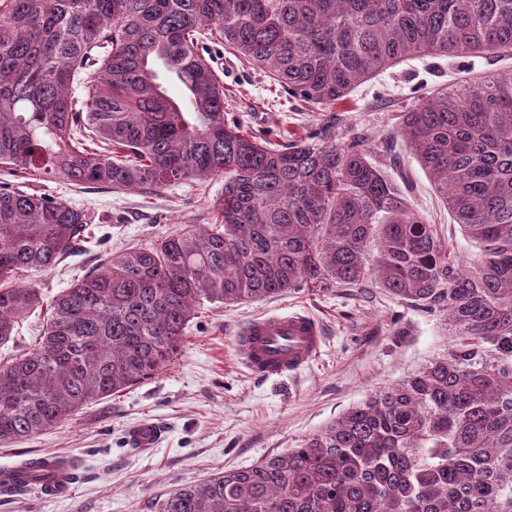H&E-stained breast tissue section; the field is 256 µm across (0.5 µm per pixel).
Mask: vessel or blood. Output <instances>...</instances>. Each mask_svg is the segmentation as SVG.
I'll list each match as a JSON object with an SVG mask.
<instances>
[{"mask_svg":"<svg viewBox=\"0 0 512 512\" xmlns=\"http://www.w3.org/2000/svg\"><path fill=\"white\" fill-rule=\"evenodd\" d=\"M323 343L319 323L304 312L267 315L248 322L235 338V357L250 375L282 377L308 367L320 354ZM161 430L150 421L132 425L128 440L134 447H156ZM47 480L41 486L44 498L57 500L70 489L72 466L62 459L44 462Z\"/></svg>","mask_w":512,"mask_h":512,"instance_id":"1","label":"vessel or blood"}]
</instances>
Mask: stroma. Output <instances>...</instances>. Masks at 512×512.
Listing matches in <instances>:
<instances>
[{"instance_id": "obj_1", "label": "stroma", "mask_w": 512, "mask_h": 512, "mask_svg": "<svg viewBox=\"0 0 512 512\" xmlns=\"http://www.w3.org/2000/svg\"><path fill=\"white\" fill-rule=\"evenodd\" d=\"M208 59L224 81L228 119L275 142L331 128L337 140L362 138L391 178L405 176L410 200L430 223L471 251L417 160L392 136L418 92L459 86L464 74L447 58L414 55L324 108L284 93L263 71L242 63L223 44ZM0 185L44 194L82 209L91 219L83 243L48 270L23 272L39 289L40 308L19 320L0 346V365L35 347L52 301L112 253L157 243L188 224H207L224 193L220 179L183 181L150 193L31 179L0 165ZM304 311L321 325L324 344L312 364L292 375L259 381L239 365L233 340L261 315ZM438 318L407 307L375 285L303 288L261 302L201 301L184 344L154 377L91 403L61 425L10 445L0 444V469L30 457L67 458L76 466L68 497L50 501L30 490L0 496V512H156L163 496L212 474L245 468L300 445L372 392L402 380L443 353ZM160 423L158 448L130 446L128 429Z\"/></svg>"}]
</instances>
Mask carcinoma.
I'll return each instance as SVG.
<instances>
[{
  "label": "carcinoma",
  "instance_id": "obj_1",
  "mask_svg": "<svg viewBox=\"0 0 512 512\" xmlns=\"http://www.w3.org/2000/svg\"><path fill=\"white\" fill-rule=\"evenodd\" d=\"M221 41L320 106L411 54L512 51V0H0V164L116 190L224 178L215 223L101 263L0 365V443L54 428L170 363L201 299L376 282L451 342L297 448L169 493L160 512H512V70L417 97L400 134L467 259L363 140L275 146L224 116ZM184 103L168 95L159 69ZM85 211L0 189V344L42 302Z\"/></svg>",
  "mask_w": 512,
  "mask_h": 512
}]
</instances>
